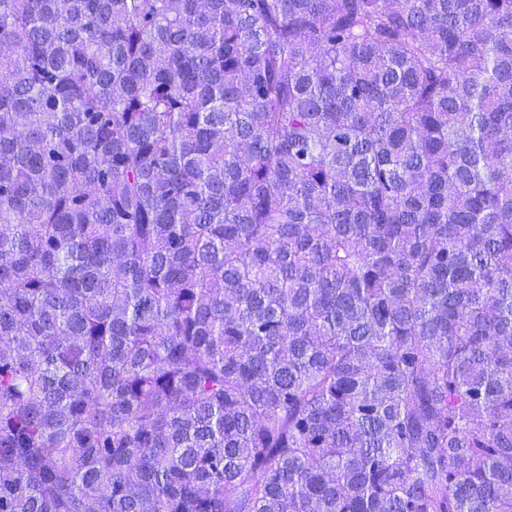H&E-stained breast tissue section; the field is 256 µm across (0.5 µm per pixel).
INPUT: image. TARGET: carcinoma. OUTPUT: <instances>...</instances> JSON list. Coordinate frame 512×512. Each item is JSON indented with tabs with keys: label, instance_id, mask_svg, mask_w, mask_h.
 Here are the masks:
<instances>
[{
	"label": "carcinoma",
	"instance_id": "carcinoma-1",
	"mask_svg": "<svg viewBox=\"0 0 512 512\" xmlns=\"http://www.w3.org/2000/svg\"><path fill=\"white\" fill-rule=\"evenodd\" d=\"M0 512H512V0H0Z\"/></svg>",
	"mask_w": 512,
	"mask_h": 512
}]
</instances>
